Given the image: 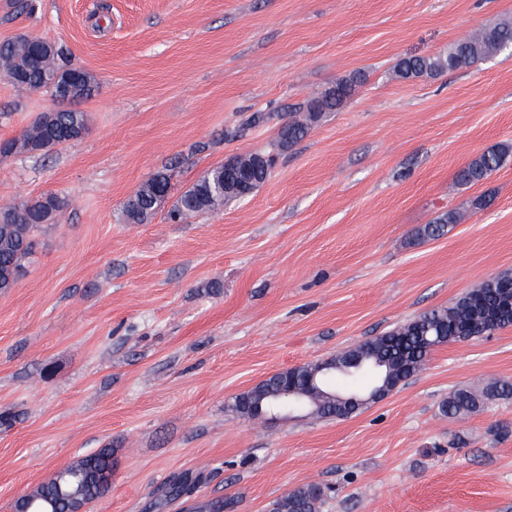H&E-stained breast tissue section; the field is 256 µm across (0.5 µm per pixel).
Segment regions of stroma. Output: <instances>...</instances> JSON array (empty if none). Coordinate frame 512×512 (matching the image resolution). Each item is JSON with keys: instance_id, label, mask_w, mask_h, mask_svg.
I'll use <instances>...</instances> for the list:
<instances>
[{"instance_id": "35a3bbf8", "label": "stroma", "mask_w": 512, "mask_h": 512, "mask_svg": "<svg viewBox=\"0 0 512 512\" xmlns=\"http://www.w3.org/2000/svg\"><path fill=\"white\" fill-rule=\"evenodd\" d=\"M14 3L0 0V42H59L100 89L79 105L82 139L0 159V206L69 200L0 293V512L104 447L112 486L86 512H196L217 498L225 512H272L310 483L332 489L321 512H512V400L441 410L452 389L512 384V327L435 348L348 418L230 408L273 373L512 270V156L481 183L456 180L512 145V55L393 72L512 17V0ZM357 72L341 109L278 149L309 98ZM57 107L0 73L1 140ZM249 153L275 156L250 197L179 222L166 204L126 220L125 201L166 166L177 194ZM448 210L445 236L417 240ZM181 478L189 493L168 496Z\"/></svg>"}]
</instances>
